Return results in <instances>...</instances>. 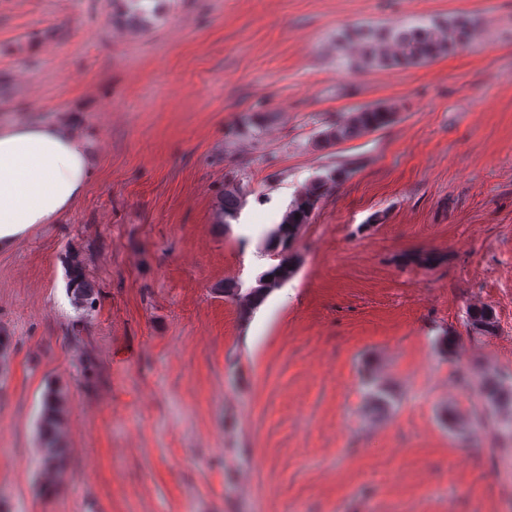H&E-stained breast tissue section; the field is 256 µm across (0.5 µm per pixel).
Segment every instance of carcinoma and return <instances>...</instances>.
<instances>
[{
	"instance_id": "cac0c4a2",
	"label": "carcinoma",
	"mask_w": 512,
	"mask_h": 512,
	"mask_svg": "<svg viewBox=\"0 0 512 512\" xmlns=\"http://www.w3.org/2000/svg\"><path fill=\"white\" fill-rule=\"evenodd\" d=\"M127 22L140 29L150 26L154 12L142 6L146 0H126ZM472 20L460 14L450 20L432 19L415 26H353L342 30L337 42L342 48L354 47L357 54L342 58L343 65L413 66L422 65L444 56L460 45L469 43L474 36ZM395 109L376 105L360 107L349 118L326 127L319 133L316 147L329 149L344 141L358 138L393 121ZM322 174L327 180H312L299 190L288 205L281 221L268 231L264 250L275 264L256 280L257 286L241 292L236 285L224 286V293L251 312L269 293L294 276L302 263L301 255L293 244L303 225L309 223L322 201L349 177L345 166H326ZM247 192L241 179L232 175L220 195L219 210L222 223L229 225L238 220L246 203ZM70 290L75 304L87 307L95 302V290L78 265L72 269ZM469 325L478 336H491L497 331V320L492 309L475 308L470 311ZM479 386L488 407L497 406L502 398L500 388L489 379ZM65 411V397L55 389L42 395V413L39 432L42 442V467L59 470L65 449L62 448L58 429Z\"/></svg>"
}]
</instances>
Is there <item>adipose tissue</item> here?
<instances>
[{"instance_id":"1","label":"adipose tissue","mask_w":512,"mask_h":512,"mask_svg":"<svg viewBox=\"0 0 512 512\" xmlns=\"http://www.w3.org/2000/svg\"><path fill=\"white\" fill-rule=\"evenodd\" d=\"M97 173L95 140L77 114L0 125V252L70 210Z\"/></svg>"}]
</instances>
